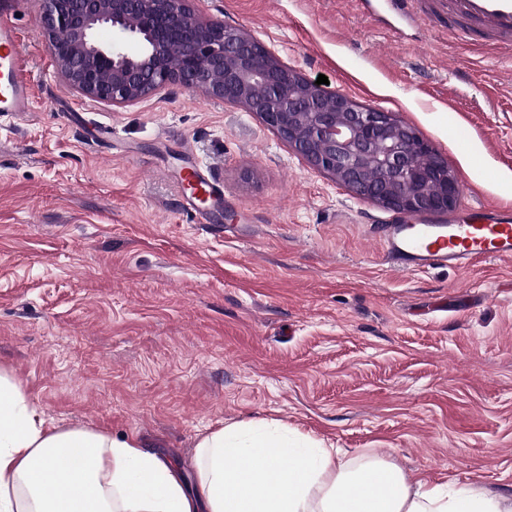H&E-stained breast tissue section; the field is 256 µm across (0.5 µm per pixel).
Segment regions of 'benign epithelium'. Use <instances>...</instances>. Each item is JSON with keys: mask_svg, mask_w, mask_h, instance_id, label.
I'll return each mask as SVG.
<instances>
[{"mask_svg": "<svg viewBox=\"0 0 512 512\" xmlns=\"http://www.w3.org/2000/svg\"><path fill=\"white\" fill-rule=\"evenodd\" d=\"M41 2L59 73L84 98L122 108L176 84L255 113L313 167L383 208L445 213L459 199L453 170L414 126L315 84L188 0ZM104 28L116 38L100 41Z\"/></svg>", "mask_w": 512, "mask_h": 512, "instance_id": "obj_1", "label": "benign epithelium"}]
</instances>
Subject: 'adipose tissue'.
Returning <instances> with one entry per match:
<instances>
[{
	"label": "adipose tissue",
	"mask_w": 512,
	"mask_h": 512,
	"mask_svg": "<svg viewBox=\"0 0 512 512\" xmlns=\"http://www.w3.org/2000/svg\"><path fill=\"white\" fill-rule=\"evenodd\" d=\"M0 512H512V495L264 419L200 435L187 471L136 436L60 427L0 367Z\"/></svg>",
	"instance_id": "ef3b65f1"
}]
</instances>
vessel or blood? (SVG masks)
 <instances>
[{"label":"vessel or blood","instance_id":"obj_1","mask_svg":"<svg viewBox=\"0 0 512 512\" xmlns=\"http://www.w3.org/2000/svg\"><path fill=\"white\" fill-rule=\"evenodd\" d=\"M448 15L449 31L463 39L493 46L512 55V0H435ZM14 0H0V112L17 114L35 109L29 71L13 24ZM184 182L194 183L186 202L201 205L215 199L216 188L195 169ZM389 266L400 272L434 266L467 269L497 258H512V209L464 203L446 217L396 216L373 228Z\"/></svg>","mask_w":512,"mask_h":512}]
</instances>
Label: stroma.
Here are the masks:
<instances>
[{
    "instance_id": "35a3bbf8",
    "label": "stroma",
    "mask_w": 512,
    "mask_h": 512,
    "mask_svg": "<svg viewBox=\"0 0 512 512\" xmlns=\"http://www.w3.org/2000/svg\"><path fill=\"white\" fill-rule=\"evenodd\" d=\"M17 2L40 109L0 118V366L49 417L179 463L205 430L265 417L512 494V258L391 271L367 231L390 210L243 107L176 85L119 109L78 96L40 0ZM190 5L412 124L461 200L512 207L511 58L436 14L395 37L353 0ZM190 165L223 218L187 206Z\"/></svg>"
}]
</instances>
